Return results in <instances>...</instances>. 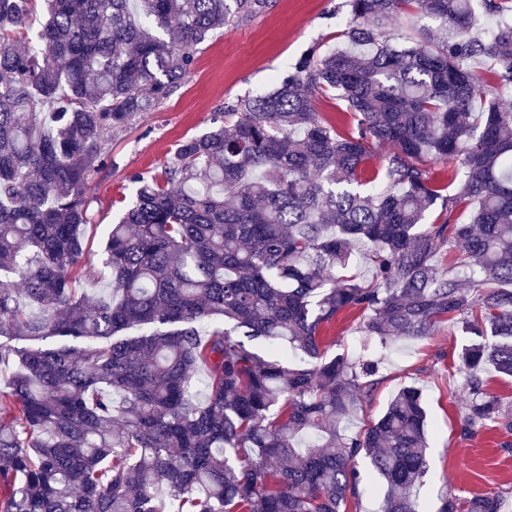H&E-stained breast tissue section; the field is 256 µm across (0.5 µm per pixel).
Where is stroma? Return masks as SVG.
Wrapping results in <instances>:
<instances>
[{"label": "stroma", "instance_id": "obj_1", "mask_svg": "<svg viewBox=\"0 0 512 512\" xmlns=\"http://www.w3.org/2000/svg\"><path fill=\"white\" fill-rule=\"evenodd\" d=\"M346 14L344 0H271L260 16L232 22L195 52V64L179 92L135 124L114 132L113 168L90 185L85 265L101 269L102 240L119 215L114 205L131 194L132 174L160 173L183 138L202 133L215 113L244 96L270 91L277 77L312 44L327 43ZM463 340L451 324L434 335L396 342L380 365L381 382L368 403L353 413L351 431L376 420L404 386L422 390L427 411L428 472L419 489L426 512H435L444 490L468 499L490 491L512 500V433L488 426L473 436L462 432L466 401L457 354Z\"/></svg>", "mask_w": 512, "mask_h": 512}]
</instances>
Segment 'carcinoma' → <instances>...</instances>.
Segmentation results:
<instances>
[{
	"instance_id": "1",
	"label": "carcinoma",
	"mask_w": 512,
	"mask_h": 512,
	"mask_svg": "<svg viewBox=\"0 0 512 512\" xmlns=\"http://www.w3.org/2000/svg\"><path fill=\"white\" fill-rule=\"evenodd\" d=\"M0 0V512H345L356 459L385 512H425L421 389L348 433L382 352L445 319L466 337L462 431L512 432V0H346L336 43L135 173L86 274L91 182L112 133L174 95L197 47L270 0ZM402 19L412 31L392 30ZM429 19L435 26L416 25ZM346 102L340 131L314 106ZM386 148L371 173L378 148ZM453 165L445 193L432 164ZM455 265L437 269L448 244ZM364 263L369 279L346 274ZM360 317L362 353L324 333ZM50 336L87 340L44 348ZM264 342L273 358L239 337ZM498 494L436 512H501Z\"/></svg>"
}]
</instances>
